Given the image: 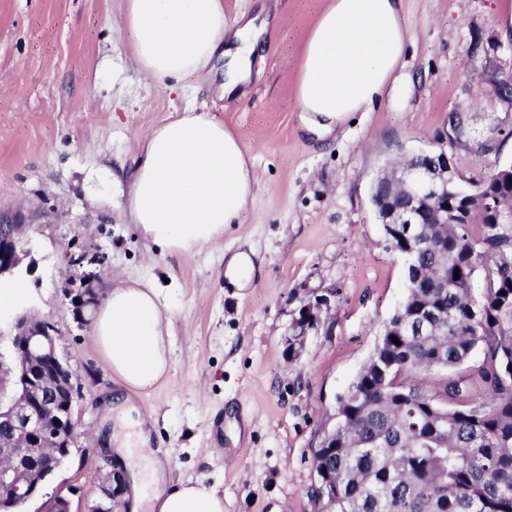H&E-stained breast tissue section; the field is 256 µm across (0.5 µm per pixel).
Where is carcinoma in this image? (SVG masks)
<instances>
[{
	"label": "carcinoma",
	"mask_w": 512,
	"mask_h": 512,
	"mask_svg": "<svg viewBox=\"0 0 512 512\" xmlns=\"http://www.w3.org/2000/svg\"><path fill=\"white\" fill-rule=\"evenodd\" d=\"M471 193L449 189L460 223L423 217L397 241L430 244L314 449L319 512H512V239L464 205ZM440 372L442 388L426 389Z\"/></svg>",
	"instance_id": "cac0c4a2"
}]
</instances>
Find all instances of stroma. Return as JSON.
Masks as SVG:
<instances>
[{
  "label": "stroma",
  "mask_w": 512,
  "mask_h": 512,
  "mask_svg": "<svg viewBox=\"0 0 512 512\" xmlns=\"http://www.w3.org/2000/svg\"><path fill=\"white\" fill-rule=\"evenodd\" d=\"M329 3L224 0L230 26L271 10L245 95L227 98L217 68L179 80L138 72L126 0H0V213L24 216L35 260L18 273L25 301L0 312V369L14 362L16 316L51 322L81 431L24 512L57 496L87 512L97 496L110 372L65 292L102 295L116 277L170 288L172 371L140 402L163 415L147 455L176 477L207 474L224 512H317L313 450L406 292L405 260L371 202L377 173L438 147L462 183L512 161V105L484 80L491 63L512 73V0H403L408 82L319 140L302 128L296 91L304 40ZM189 107L238 138L257 185L223 241L179 258L147 249L131 224L128 172L143 135ZM243 250L255 275L239 289L224 269ZM329 289L331 309L289 357L294 311Z\"/></svg>",
  "instance_id": "35a3bbf8"
}]
</instances>
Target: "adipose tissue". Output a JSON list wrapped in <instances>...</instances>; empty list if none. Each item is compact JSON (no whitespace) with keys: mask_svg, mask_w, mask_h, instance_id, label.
Listing matches in <instances>:
<instances>
[{"mask_svg":"<svg viewBox=\"0 0 512 512\" xmlns=\"http://www.w3.org/2000/svg\"><path fill=\"white\" fill-rule=\"evenodd\" d=\"M403 0H332L303 48L298 103L308 132L326 137L350 113L394 89L408 34ZM133 58L149 76L185 78L224 62L223 94L243 95L264 24L227 27L223 0H126ZM129 211L142 239L189 256L223 240L253 194V165L234 134L208 112L186 109L144 136L128 173ZM167 299L153 285L115 280L99 302L92 339L116 385L104 401L117 416L110 451L133 484L162 485L150 512H224V497L202 478L169 477L160 459L141 468L132 445L152 442L155 421L138 400L172 367Z\"/></svg>","mask_w":512,"mask_h":512,"instance_id":"adipose-tissue-1","label":"adipose tissue"}]
</instances>
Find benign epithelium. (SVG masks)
Masks as SVG:
<instances>
[{
	"label": "benign epithelium",
	"instance_id": "obj_1",
	"mask_svg": "<svg viewBox=\"0 0 512 512\" xmlns=\"http://www.w3.org/2000/svg\"><path fill=\"white\" fill-rule=\"evenodd\" d=\"M419 156L420 163L403 162L382 172L375 181L382 188L381 201L394 192L401 196V206L384 207L381 223L395 225L405 236L410 234L409 225L417 223V217L426 209L432 211L435 224L455 223L448 219V186L454 180L448 152L441 147ZM22 223L20 215L0 214V224L10 225L8 237H0V276L15 272L30 254L16 238ZM335 295L336 290L331 289L295 312L292 333L286 338L292 355L300 354L307 336L317 329L322 313L330 309ZM98 302L92 290L72 299L80 315ZM12 345L13 374L22 391L10 404H0V422L15 434L7 461H0V512H21V507L37 496L41 484L56 470L47 454L70 455L77 436V393L68 360L59 353L54 326L46 319L22 315L15 321ZM124 487L121 472L111 469L89 512H113Z\"/></svg>",
	"mask_w": 512,
	"mask_h": 512
}]
</instances>
